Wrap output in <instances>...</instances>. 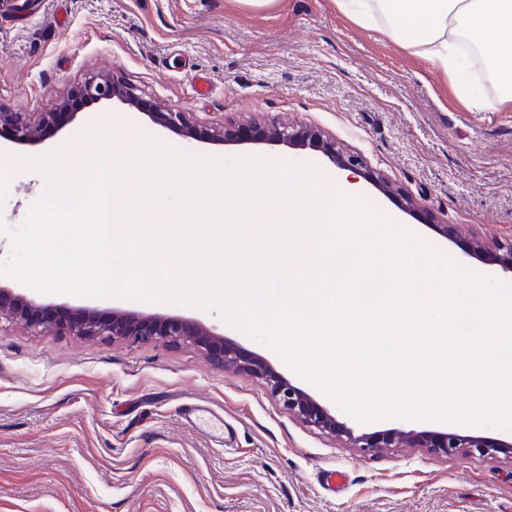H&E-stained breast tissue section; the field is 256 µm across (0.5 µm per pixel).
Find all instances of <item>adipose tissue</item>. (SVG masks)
Instances as JSON below:
<instances>
[{"label": "adipose tissue", "mask_w": 512, "mask_h": 512, "mask_svg": "<svg viewBox=\"0 0 512 512\" xmlns=\"http://www.w3.org/2000/svg\"><path fill=\"white\" fill-rule=\"evenodd\" d=\"M359 25L379 28L393 43L414 50L450 78L469 109L487 107L478 86L464 79L469 43L497 85L496 105L512 107V0H336Z\"/></svg>", "instance_id": "ef3b65f1"}]
</instances>
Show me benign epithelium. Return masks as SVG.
Returning a JSON list of instances; mask_svg holds the SVG:
<instances>
[{
  "label": "benign epithelium",
  "instance_id": "obj_1",
  "mask_svg": "<svg viewBox=\"0 0 512 512\" xmlns=\"http://www.w3.org/2000/svg\"><path fill=\"white\" fill-rule=\"evenodd\" d=\"M78 93L80 99L86 103L116 99L136 108L143 105L136 89L117 76H102L90 80L79 88ZM148 115L156 123L177 129L181 135L189 138L203 135L213 142H221L229 135L223 125L204 135L188 120L186 113L168 112L158 105L152 106ZM56 116L55 112H44L34 118H27L18 112L0 111V139L20 145H35L42 140V129L54 122ZM237 140L274 143L286 147H312L320 151L333 166L363 176L381 193L392 195L396 191L388 180L369 170L362 155L342 148L318 129L284 127L276 122H265L242 129ZM465 252L472 258L487 261L505 272L512 273V235L492 243L472 237L468 240ZM3 320L45 333L132 342L160 341L192 346L218 366L233 368L265 380L278 402L301 421L322 433L344 440L349 447L364 453L378 448H424L433 454L446 455L461 450L480 456L512 452L511 442L503 443L458 432L407 431L395 428L382 432L357 433L338 421L335 415L305 391L275 372L261 356L227 340L215 328L186 317L146 314L117 308L98 313L83 307H53L35 298L17 295L12 289L0 285V322Z\"/></svg>",
  "mask_w": 512,
  "mask_h": 512
}]
</instances>
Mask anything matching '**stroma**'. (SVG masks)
I'll return each instance as SVG.
<instances>
[{
  "mask_svg": "<svg viewBox=\"0 0 512 512\" xmlns=\"http://www.w3.org/2000/svg\"><path fill=\"white\" fill-rule=\"evenodd\" d=\"M118 76L145 103L208 128L249 119L322 129L393 183L366 201L426 250L507 282L473 259L471 236L512 234V108L473 112L451 84L334 0H0V110L53 112L89 78ZM211 84L195 90L197 76ZM173 149L263 155L321 167L318 152L186 139L117 101L81 105L43 143H0V218L18 226L44 194L28 157L77 152L92 116ZM425 212L411 217L404 198ZM451 224L456 237L434 232ZM48 303L196 318L290 368L212 307L50 294ZM201 404L224 431L188 419ZM0 512H512V457L382 448L365 454L307 426L254 376L189 346L0 332Z\"/></svg>",
  "mask_w": 512,
  "mask_h": 512,
  "instance_id": "1",
  "label": "stroma"
}]
</instances>
